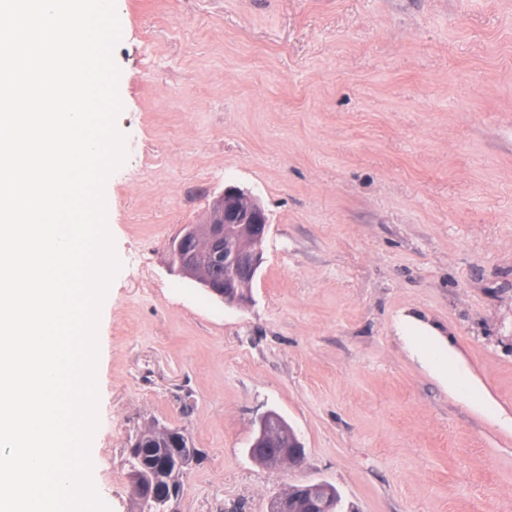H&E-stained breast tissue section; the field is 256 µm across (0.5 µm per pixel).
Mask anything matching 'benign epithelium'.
I'll return each instance as SVG.
<instances>
[{"instance_id": "1", "label": "benign epithelium", "mask_w": 512, "mask_h": 512, "mask_svg": "<svg viewBox=\"0 0 512 512\" xmlns=\"http://www.w3.org/2000/svg\"><path fill=\"white\" fill-rule=\"evenodd\" d=\"M204 223L207 224L205 234H200L197 225L186 224L169 241L170 265L178 274L190 277L199 270L203 257H208L214 270L222 269L224 275H216L203 282V289L222 300L224 280L231 276L251 282L255 280L263 263V246L270 228L269 216L249 191L227 185L212 201ZM275 424H284L276 412L270 410L260 416L248 454L252 458L257 454L267 456L269 466L274 468L285 461L294 469L302 468L306 451L297 439L293 440L292 447L284 448L276 455L269 454L266 444ZM168 433L170 447L157 449L159 464L163 467L173 461L182 467L196 464L200 451L192 439L181 429H170ZM130 492L139 501L152 500L164 504L165 508L160 512H172V505L180 495L178 487L150 483L136 473L130 475Z\"/></svg>"}]
</instances>
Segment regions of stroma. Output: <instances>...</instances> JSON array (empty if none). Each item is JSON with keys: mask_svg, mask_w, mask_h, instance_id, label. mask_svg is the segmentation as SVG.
<instances>
[{"mask_svg": "<svg viewBox=\"0 0 512 512\" xmlns=\"http://www.w3.org/2000/svg\"><path fill=\"white\" fill-rule=\"evenodd\" d=\"M115 4L121 269L90 448L110 512L157 423L201 451L176 512H268L307 482L343 512H512V0ZM228 183L270 217L244 307L165 249ZM425 326L468 396L411 351ZM270 410L302 469L249 456Z\"/></svg>", "mask_w": 512, "mask_h": 512, "instance_id": "35a3bbf8", "label": "stroma"}]
</instances>
